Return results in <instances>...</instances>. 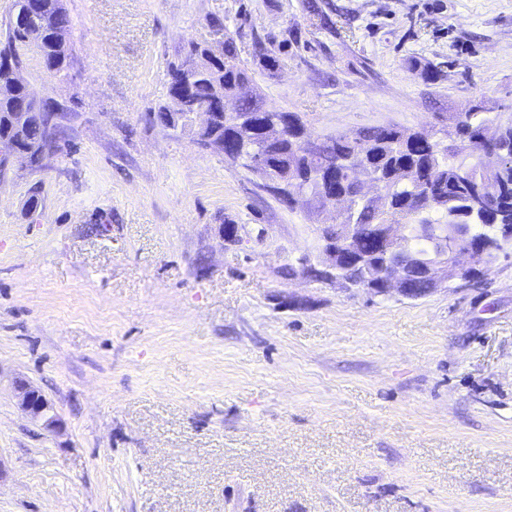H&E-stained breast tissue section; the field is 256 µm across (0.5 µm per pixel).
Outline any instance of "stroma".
<instances>
[{
  "mask_svg": "<svg viewBox=\"0 0 512 512\" xmlns=\"http://www.w3.org/2000/svg\"><path fill=\"white\" fill-rule=\"evenodd\" d=\"M64 5L68 78L21 71L60 149L0 180V512H512V245L416 300L289 274L346 206L289 207L152 119L187 43L230 35L324 136L504 121L512 0ZM20 404L33 419L44 420L47 426L54 423L53 417L50 416L52 405L47 398L39 391L32 389L25 383L17 386Z\"/></svg>",
  "mask_w": 512,
  "mask_h": 512,
  "instance_id": "stroma-1",
  "label": "stroma"
}]
</instances>
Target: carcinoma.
I'll return each mask as SVG.
<instances>
[{
    "label": "carcinoma",
    "mask_w": 512,
    "mask_h": 512,
    "mask_svg": "<svg viewBox=\"0 0 512 512\" xmlns=\"http://www.w3.org/2000/svg\"><path fill=\"white\" fill-rule=\"evenodd\" d=\"M34 7L32 23L41 30L40 59L45 71L52 77L67 75L70 48L61 38L70 20L63 0H16L15 7L23 11ZM4 35L0 48V145L7 143L30 153L31 165L42 166L39 148L45 141L48 120L26 116L27 87L12 78V71L21 67L28 45L24 34L14 27L11 19L0 23ZM197 55L200 67L186 77L179 88L194 100L208 106L218 105L222 98L235 95L245 84L252 83L247 67L241 63L235 41L224 39V55L212 57L206 46L189 43L183 55ZM260 65L274 72L280 65L279 56L257 43ZM168 86L167 96L179 90ZM486 118L481 112H466L454 119L459 143L446 145L429 134L397 128H370L355 139L341 135L325 137L322 159L310 162L299 153L297 137L305 130V123L297 113H288V132L279 143L267 146L258 131L236 138L233 146L244 152L265 153L274 162L273 179H280L295 187L306 197L321 191L318 172L336 169V191L353 195L355 191L342 180L357 168L369 165L380 171L379 195L365 199L356 197L349 207L347 223L363 235L372 247L366 265L360 269L344 270L353 280L376 278L381 273L385 258L377 249V238L386 224L408 221L404 241L408 255L417 265L433 258L434 245L422 233V228L439 230L448 236V246L456 237L448 229H465L467 241L474 246L495 244L490 256L504 250L512 241L502 225L512 226V120L498 123L488 139L482 135ZM486 176L499 185V194L491 203L488 214L469 211V199L475 192L476 177Z\"/></svg>",
    "instance_id": "obj_1"
}]
</instances>
